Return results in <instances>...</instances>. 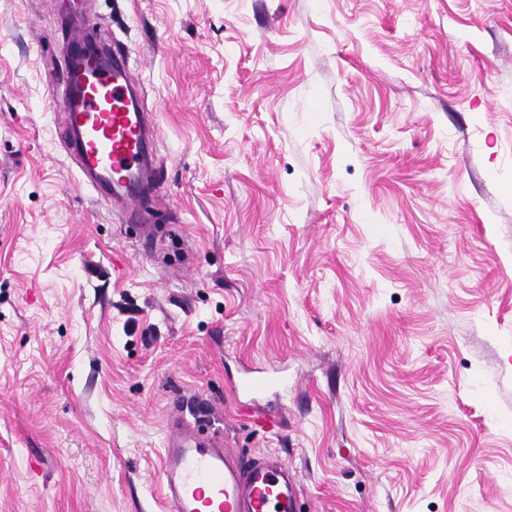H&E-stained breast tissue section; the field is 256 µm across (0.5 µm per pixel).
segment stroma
<instances>
[{
    "label": "stroma",
    "instance_id": "obj_1",
    "mask_svg": "<svg viewBox=\"0 0 512 512\" xmlns=\"http://www.w3.org/2000/svg\"><path fill=\"white\" fill-rule=\"evenodd\" d=\"M81 18L133 207L43 106ZM197 399L299 512H512V0H0V512H161Z\"/></svg>",
    "mask_w": 512,
    "mask_h": 512
}]
</instances>
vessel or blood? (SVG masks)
<instances>
[{
	"instance_id": "b4317fda",
	"label": "vessel or blood",
	"mask_w": 512,
	"mask_h": 512,
	"mask_svg": "<svg viewBox=\"0 0 512 512\" xmlns=\"http://www.w3.org/2000/svg\"><path fill=\"white\" fill-rule=\"evenodd\" d=\"M67 39L66 94L61 99L49 95L47 106L62 107L69 129L78 134L74 151L89 184L113 199L135 203L143 192L151 122L131 105L125 57L114 50L101 63L90 57L92 44L82 32L70 31ZM208 416L196 403L182 406L166 422L159 467L165 512H297L285 478L287 464L226 460L222 432L206 443L196 435L199 420Z\"/></svg>"
}]
</instances>
